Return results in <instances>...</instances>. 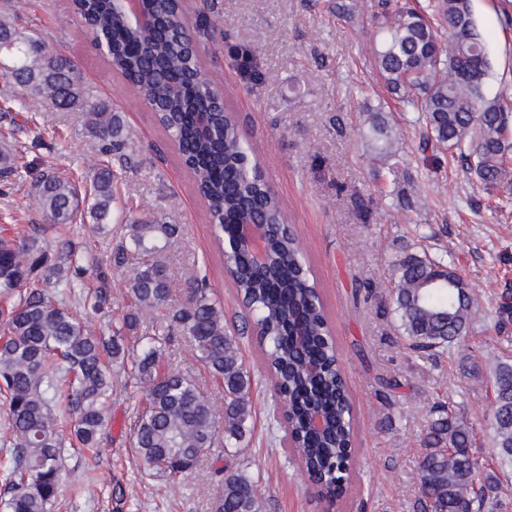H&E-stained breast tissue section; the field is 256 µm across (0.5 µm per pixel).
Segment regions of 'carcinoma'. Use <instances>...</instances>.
<instances>
[{
	"mask_svg": "<svg viewBox=\"0 0 512 512\" xmlns=\"http://www.w3.org/2000/svg\"><path fill=\"white\" fill-rule=\"evenodd\" d=\"M73 2L112 68L153 104L206 204L218 242L233 237L239 219L256 217L268 225L265 264H254L241 250L227 256L226 266L267 342L263 355L285 419L284 448L317 478V496L335 499L349 480L348 449L355 443L346 383L304 246L284 227V205L262 179L258 163L245 162L252 151L224 98L202 90L210 80L198 46L217 44L215 27L206 15L189 24L182 0H142L143 14L155 19L152 31L134 24L117 0ZM390 5L391 0H377L384 21L376 32V62L387 90L403 108L419 113L425 144L448 145L489 188L512 180L507 165L512 107L484 93L490 63L471 0H429L417 9ZM441 29L448 30L445 41ZM0 39L5 45L1 77L60 110L83 113L104 153L122 166L131 163L124 153L129 133L121 116L90 92L72 57L24 35L4 17ZM370 123L381 142L375 159L392 175L386 117L374 112ZM28 176L31 206L47 223L72 224L88 216L98 233L109 235L116 178L110 166L94 172L87 194L54 171L32 170ZM178 232L177 225L155 218L126 225L130 246L150 260L127 277L132 309L113 320L108 337L92 334L82 315L62 303L63 290L73 294L84 287L87 253L69 238L53 245L38 232L0 237V294L9 300L0 312V398L12 448L0 512H52L61 495V449L98 455L110 432L107 401L114 365H130L142 392L131 432L141 463L161 477H176L194 469L213 446L216 427L207 398L192 378L161 368V338L140 329L143 312L171 302L167 267L158 256ZM393 267V311L407 348L419 357L461 351L475 310L452 264L411 248ZM97 282L87 311L98 314L109 302V275L99 273ZM168 328L186 339L224 389V447H239L252 417V379L224 328V307L205 279H194L183 302L171 307ZM490 381L492 463L512 468V360L500 361ZM315 414L325 419L321 430L310 424ZM475 443L473 425L451 410L438 411L428 422L416 471L415 512H486L500 483ZM217 474L211 512H264L261 494L239 467L226 464Z\"/></svg>",
	"mask_w": 512,
	"mask_h": 512,
	"instance_id": "cac0c4a2",
	"label": "carcinoma"
}]
</instances>
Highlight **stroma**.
<instances>
[{"label": "stroma", "mask_w": 512, "mask_h": 512, "mask_svg": "<svg viewBox=\"0 0 512 512\" xmlns=\"http://www.w3.org/2000/svg\"><path fill=\"white\" fill-rule=\"evenodd\" d=\"M351 18L336 12V0H214L211 19L222 39L205 44L204 68L225 92V101L258 155L262 171L284 201L325 305L353 403L356 456L345 493L318 498L299 465L279 440L273 391L256 335L215 242L207 209L174 144L155 114L126 86L84 34L72 0H24L19 31L46 40L74 57L86 85L117 104L133 140L134 164L119 171L112 208V234L96 235L91 219L67 225L70 238L97 258L84 276L96 283L97 266L121 241L134 217H154L181 227L165 260L172 298L182 300L194 276H203L224 306V322L238 342L253 379L252 418L240 463L256 483L266 512H413L415 465L429 411L440 401L473 423L484 454L492 398L489 371L512 356V196L485 190L447 146L423 147L424 129L404 111L379 77L373 42V0H359ZM490 70L488 97L512 102V0H471ZM254 55V75L241 72L240 51ZM383 109L399 138L397 173L382 177L375 143L365 138L368 109ZM9 144L17 169H51L87 187L107 158L88 133L80 112L33 104L24 89L0 78V145ZM28 177L0 179V227L43 230L29 205ZM456 262L473 287L478 314L466 338V357L477 376L463 374L457 358L431 360L411 353L389 310L392 264L407 246ZM142 259L129 253L110 280L112 300L104 315L90 316L89 330L110 333L113 316L129 305L125 280ZM164 361L196 379L215 422L224 420V398L192 347L171 335ZM109 401L111 430L98 456L76 448L62 453V496L55 512H211L216 441L191 474L159 479L138 462L130 445V416L140 395L121 368H114Z\"/></svg>", "instance_id": "35a3bbf8"}]
</instances>
